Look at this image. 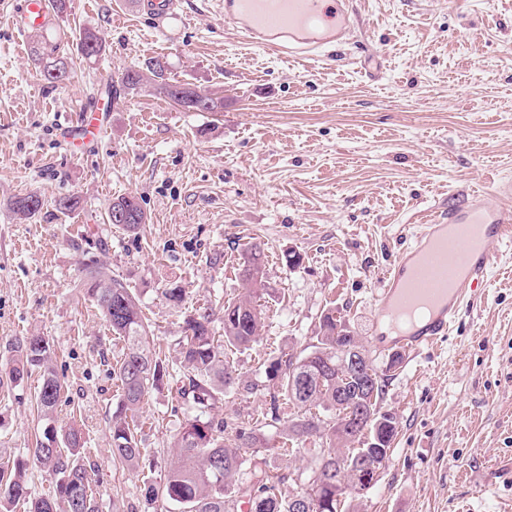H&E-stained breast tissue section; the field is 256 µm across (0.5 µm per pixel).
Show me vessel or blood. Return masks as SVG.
Segmentation results:
<instances>
[{
  "instance_id": "vessel-or-blood-1",
  "label": "vessel or blood",
  "mask_w": 512,
  "mask_h": 512,
  "mask_svg": "<svg viewBox=\"0 0 512 512\" xmlns=\"http://www.w3.org/2000/svg\"><path fill=\"white\" fill-rule=\"evenodd\" d=\"M351 0H221L225 28L248 45L315 59L347 43ZM48 0H26L15 26L42 24ZM512 237L502 210L486 196L450 208L424 225L412 247L390 267L377 295L375 340L387 349L421 350L445 336L468 293L483 291L495 245Z\"/></svg>"
}]
</instances>
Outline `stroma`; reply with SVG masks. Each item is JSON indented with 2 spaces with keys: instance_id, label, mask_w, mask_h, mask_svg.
<instances>
[{
  "instance_id": "stroma-1",
  "label": "stroma",
  "mask_w": 512,
  "mask_h": 512,
  "mask_svg": "<svg viewBox=\"0 0 512 512\" xmlns=\"http://www.w3.org/2000/svg\"><path fill=\"white\" fill-rule=\"evenodd\" d=\"M22 6L0 0V470L28 458L44 428L39 373L18 383L5 374L11 344L37 333L63 384L55 426L81 428L103 512H158L141 472L112 461L124 343L78 283L87 264L106 262L137 295L152 350L172 363L185 316L241 293L240 252L257 242L264 330L227 355L255 389L217 403L215 416L270 414L266 366L308 347L332 309L365 345L385 379L382 407L399 421L377 482L348 500L350 512H512V245L495 247L485 292L437 345L392 368L369 344L381 277L423 216L478 191L512 211V196L497 193L512 183V0H358L349 43L308 62L245 47L216 0H180L163 31L143 0H69L55 41L72 77L58 86L32 62L34 31L13 24ZM86 28L101 36L100 56L77 47ZM368 49L384 57L376 81L362 69ZM151 60L169 80L223 96V110L124 94L97 140L72 151L61 127L103 98L105 78ZM28 193L43 207L21 220L9 202ZM128 194L147 213L133 232L105 219ZM65 197L74 210H57ZM291 253L299 265H287ZM173 282L182 304L162 295ZM177 387L165 381L138 413L156 483L187 416ZM320 444L272 458L286 488L308 481Z\"/></svg>"
}]
</instances>
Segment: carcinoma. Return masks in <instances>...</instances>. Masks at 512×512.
<instances>
[{
    "label": "carcinoma",
    "mask_w": 512,
    "mask_h": 512,
    "mask_svg": "<svg viewBox=\"0 0 512 512\" xmlns=\"http://www.w3.org/2000/svg\"><path fill=\"white\" fill-rule=\"evenodd\" d=\"M80 49L88 57L103 50L102 39L91 29L79 33ZM57 46L40 38L33 41L31 57L41 76L51 84L69 79L70 70L64 58L55 55ZM127 93L138 92L150 85L174 104L190 111L178 97L181 85L165 78L160 61H150L146 69L126 70L121 77ZM35 194L17 196L10 202L11 211L21 219H29L42 209L30 206ZM265 254L258 244L241 252L239 277L245 292L224 302L223 339L213 331L214 309L201 307L187 315L184 336L178 342V360L187 372V382L178 392L195 414L189 416L174 438L172 448L177 463L164 475L162 483L148 486L153 498L175 504L181 512H236L241 504L249 512H294L293 501L300 496L308 500L304 512H344L347 492L339 491L337 477H350V471L365 450L364 434L339 424L344 408L338 393L345 392L363 406L382 410L385 380L375 375L376 387L366 386L365 377H347L336 370L344 348L359 347L356 337L342 334L336 312L330 310L319 319L316 343L306 354L283 353L266 366L265 374L279 395L303 413L286 420L288 440L302 443L318 435L325 445L315 449L316 479L310 490L285 491V477L271 469L267 453L275 445L259 428H244L211 415L216 403L228 395H242L256 385L241 380L224 361V347L246 348L256 341L263 328L256 294L262 286ZM83 286L88 297L96 301L112 330L125 343L113 374L120 382L121 395L110 426L112 459L123 466L141 462L143 453L138 438L136 415L151 389L169 375L168 364L149 349L151 331L144 320L137 298L124 282L113 276L97 261L85 269ZM8 375L17 383L37 370L42 383L36 396L41 419L54 421L62 384L52 368L53 345L46 337L33 334L12 346ZM320 407L330 420L309 413V407ZM82 429L70 426L43 439L32 452V461L56 479V496L30 498L26 485L27 463L14 464V473L0 476V512L22 502L28 512H100V504L91 487V476L84 463Z\"/></svg>",
    "instance_id": "carcinoma-1"
}]
</instances>
